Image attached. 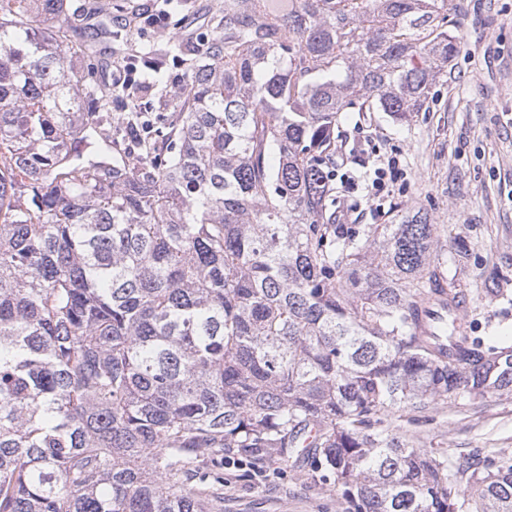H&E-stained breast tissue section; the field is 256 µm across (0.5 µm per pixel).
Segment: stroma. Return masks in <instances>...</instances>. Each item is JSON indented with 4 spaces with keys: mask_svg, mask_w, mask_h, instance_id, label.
<instances>
[{
    "mask_svg": "<svg viewBox=\"0 0 512 512\" xmlns=\"http://www.w3.org/2000/svg\"><path fill=\"white\" fill-rule=\"evenodd\" d=\"M461 49L433 98L411 121L353 112L337 135V222L392 224L423 210L444 243L441 263L467 300L478 336L512 339V0H447ZM169 34L150 24L126 39L101 42L100 80H116L127 49L149 50ZM395 155L406 173L383 210L368 208L354 178ZM386 425L403 439L456 458L512 454V398L398 411ZM224 512H336L338 486H317L305 471L261 458L224 457Z\"/></svg>",
    "mask_w": 512,
    "mask_h": 512,
    "instance_id": "stroma-1",
    "label": "stroma"
}]
</instances>
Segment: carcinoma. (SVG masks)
<instances>
[{"label": "carcinoma", "mask_w": 512, "mask_h": 512, "mask_svg": "<svg viewBox=\"0 0 512 512\" xmlns=\"http://www.w3.org/2000/svg\"><path fill=\"white\" fill-rule=\"evenodd\" d=\"M446 0H224L97 83L88 9L0 0V512H224V453L306 466L336 512H512V455L448 458L394 410L512 396V344L442 327L420 211L333 223L336 130L408 121L458 51ZM128 148L101 133L110 119ZM224 0H185L182 12L184 27L182 35L184 41L196 46L200 36L210 34L208 21L215 9L217 2Z\"/></svg>", "instance_id": "cac0c4a2"}]
</instances>
